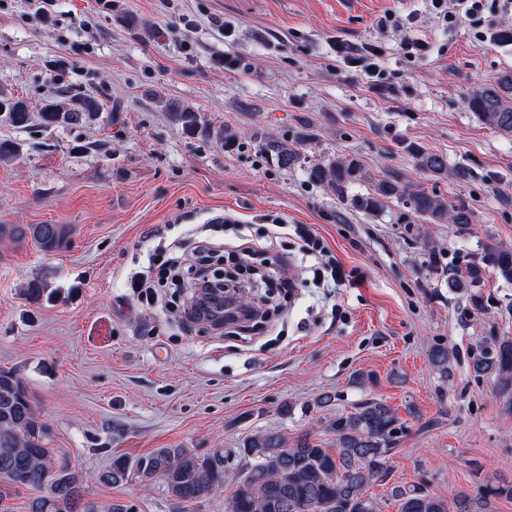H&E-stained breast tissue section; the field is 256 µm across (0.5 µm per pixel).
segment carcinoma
Masks as SVG:
<instances>
[{
    "instance_id": "cac0c4a2",
    "label": "carcinoma",
    "mask_w": 512,
    "mask_h": 512,
    "mask_svg": "<svg viewBox=\"0 0 512 512\" xmlns=\"http://www.w3.org/2000/svg\"><path fill=\"white\" fill-rule=\"evenodd\" d=\"M467 108L483 125L512 136V70L504 71L493 84L473 89ZM169 118L188 135H215L226 139L224 130L215 131L188 104L168 106ZM100 113L99 103L89 97L65 102L59 94L45 101L40 112H30L28 101L0 94V120L19 129L37 118L44 127L87 126ZM405 149L419 167L434 176L448 171L444 156L417 144ZM259 151L282 170L302 163L298 149L275 136L259 144ZM311 180L365 214L377 215L393 201L428 224H469L471 211L448 207L441 196L403 183L386 174L369 192L348 197L352 184L363 178L361 165L349 157H338L308 169ZM68 224H0V238L12 242L32 240L45 251L64 247L71 236ZM493 266L505 280H512V251L495 245L484 246L482 262L465 272L448 271L449 290L464 295L475 313L483 310L478 286L484 265ZM431 362L441 376L451 377L448 348L437 346ZM478 375L494 373L502 389H512V338L491 337L472 356ZM325 429L334 436L331 446L307 438L292 444L278 431L267 430L249 437L239 449L248 474L236 482L230 496L229 512H381L379 502L367 493L369 485L388 480L389 458L402 433L395 411L384 402L369 399L350 413L325 417ZM163 474L169 497L178 503L199 501L224 489V467L217 457L202 456L186 448H155L134 461L123 455L112 458L110 466L97 475L105 485H122L135 478L149 485ZM0 500L5 491L29 489L36 492L28 502L29 512H97L83 499L82 479L50 446L48 428L40 418L22 380L11 370L0 369ZM388 497L398 512H494L496 499H512V483H486L475 494L460 492L450 500L432 494L423 483L394 485Z\"/></svg>"
}]
</instances>
